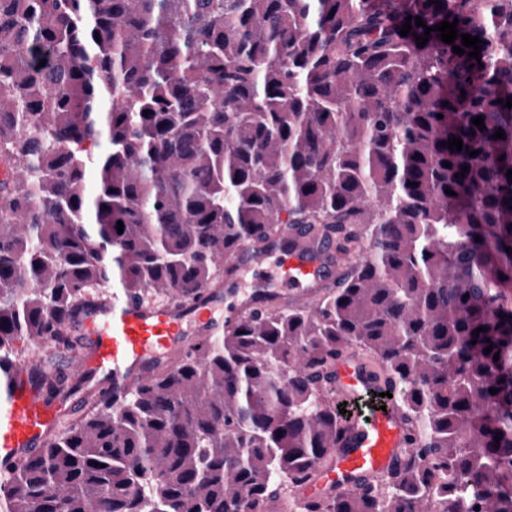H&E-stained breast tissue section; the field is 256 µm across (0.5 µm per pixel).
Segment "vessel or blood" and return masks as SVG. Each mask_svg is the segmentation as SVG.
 Wrapping results in <instances>:
<instances>
[{
	"label": "vessel or blood",
	"instance_id": "1",
	"mask_svg": "<svg viewBox=\"0 0 512 512\" xmlns=\"http://www.w3.org/2000/svg\"><path fill=\"white\" fill-rule=\"evenodd\" d=\"M266 259V252L249 245L240 247L236 254L237 263L251 272L260 271ZM346 273L332 248L300 237L282 253L273 294L277 302L293 303L315 291L338 287ZM219 307L224 310L220 318L214 315ZM251 307L244 298L224 304L221 295L210 289L203 291L199 305L189 313L173 305H148L135 297L116 294L84 317L92 342L78 364L108 376L112 396L117 399L126 384L150 375L158 357L179 348L187 319L195 320V334L202 342L221 331L225 319ZM334 372L337 398L357 399L373 395L377 389L372 368L359 357L340 359ZM60 414L59 405L33 393L24 366L0 369V475L6 474L8 464L21 453L48 446ZM405 436L395 408L376 406L369 416L351 418L334 464L320 472L306 487V494L331 489L341 492L352 488L359 477L383 473L404 447Z\"/></svg>",
	"mask_w": 512,
	"mask_h": 512
}]
</instances>
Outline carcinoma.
I'll return each mask as SVG.
<instances>
[{
    "label": "carcinoma",
    "mask_w": 512,
    "mask_h": 512,
    "mask_svg": "<svg viewBox=\"0 0 512 512\" xmlns=\"http://www.w3.org/2000/svg\"><path fill=\"white\" fill-rule=\"evenodd\" d=\"M408 16L458 20L480 59L435 31L417 46ZM507 98L512 0H0V159L17 172L0 184V357L78 348L57 325L114 278L191 305L244 244L304 233L350 266L117 402L31 364L40 397L80 402L15 462L0 512H512ZM355 351L407 446L384 476L290 499L333 463L330 381Z\"/></svg>",
    "instance_id": "carcinoma-1"
}]
</instances>
